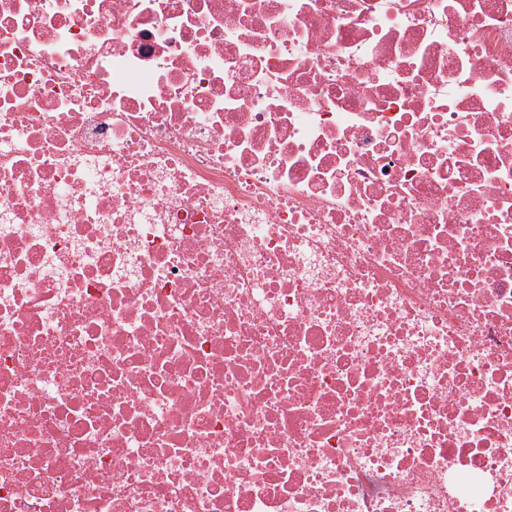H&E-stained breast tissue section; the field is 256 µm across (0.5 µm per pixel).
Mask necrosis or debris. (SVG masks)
I'll return each instance as SVG.
<instances>
[{"label":"necrosis or debris","mask_w":512,"mask_h":512,"mask_svg":"<svg viewBox=\"0 0 512 512\" xmlns=\"http://www.w3.org/2000/svg\"><path fill=\"white\" fill-rule=\"evenodd\" d=\"M0 512H512V0H0Z\"/></svg>","instance_id":"obj_1"}]
</instances>
